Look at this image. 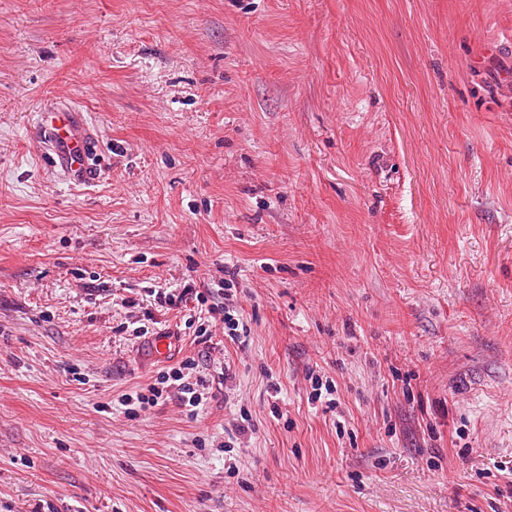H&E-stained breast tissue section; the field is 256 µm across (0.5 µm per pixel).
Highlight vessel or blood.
<instances>
[{"mask_svg": "<svg viewBox=\"0 0 512 512\" xmlns=\"http://www.w3.org/2000/svg\"><path fill=\"white\" fill-rule=\"evenodd\" d=\"M78 111L70 107L57 113L54 120L42 125L45 153L65 176L75 183L92 181L96 175L98 155L89 139L80 136Z\"/></svg>", "mask_w": 512, "mask_h": 512, "instance_id": "b4317fda", "label": "vessel or blood"}]
</instances>
